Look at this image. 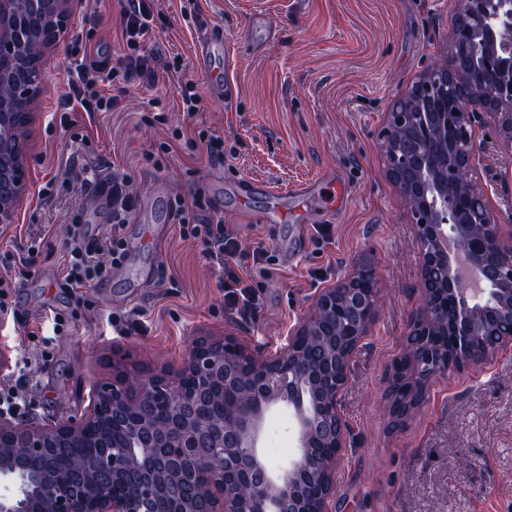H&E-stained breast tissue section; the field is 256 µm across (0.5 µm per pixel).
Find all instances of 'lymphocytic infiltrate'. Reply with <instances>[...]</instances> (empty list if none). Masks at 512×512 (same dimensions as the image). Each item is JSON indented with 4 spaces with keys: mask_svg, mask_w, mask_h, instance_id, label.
Returning <instances> with one entry per match:
<instances>
[{
    "mask_svg": "<svg viewBox=\"0 0 512 512\" xmlns=\"http://www.w3.org/2000/svg\"><path fill=\"white\" fill-rule=\"evenodd\" d=\"M119 21L123 37V53L113 59L109 72H102L96 63L79 64L70 76L69 90L62 100L63 111H71L73 104H80L87 112H111L119 109V96L100 93L98 84L103 75L113 81L130 83L136 80L155 82L158 71L176 75L184 112L194 114L202 109V97L195 81L182 76L178 57H161L147 52L155 27V0H118ZM137 195L129 180L123 176L112 178V222L100 237H86L78 225H71L65 249V259L60 270L64 287L88 288L100 281L125 255V228L136 207ZM171 208L183 226L184 235L200 241L202 254L209 264L217 266L224 274V306L247 317L261 307V296L252 281L241 277L236 268L242 258H252L262 265L268 260L269 249L264 242L244 243L238 234L227 227L222 217L216 216L209 200L195 194L192 197L175 195ZM36 364L24 362L18 378L0 379V412H14L28 406L38 389Z\"/></svg>",
    "mask_w": 512,
    "mask_h": 512,
    "instance_id": "lymphocytic-infiltrate-1",
    "label": "lymphocytic infiltrate"
}]
</instances>
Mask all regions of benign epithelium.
Segmentation results:
<instances>
[{
	"instance_id": "7a95c632",
	"label": "benign epithelium",
	"mask_w": 512,
	"mask_h": 512,
	"mask_svg": "<svg viewBox=\"0 0 512 512\" xmlns=\"http://www.w3.org/2000/svg\"><path fill=\"white\" fill-rule=\"evenodd\" d=\"M74 0H53L58 25L45 36L44 49L56 45V33L71 16ZM18 0H0V59L15 56L14 19ZM468 24L454 23L444 60L424 77L441 76L443 83L431 100L442 116H451L449 139L458 163L450 175L435 174L436 157L424 153L420 143L432 139L426 126L403 146V159L412 179L402 187L398 170L387 168L388 178L405 198L416 223L421 247V278L433 271L446 274L440 294L449 296L458 314L449 326L464 365L490 362L499 349L512 344V321L498 330L483 351L469 347L474 324L487 307L500 301L501 286L512 285V240L500 234L488 191H466L460 172L475 165L479 129L485 126L486 100L469 89L467 68L476 37L487 50L478 69L480 81L492 80L504 53L498 49L501 28L512 23V0H499L495 10L485 0H459ZM35 83L17 81L15 99L33 102ZM412 91L400 94L387 113V132L406 122ZM32 114L18 115L21 136L14 139L16 156L0 173V223L10 224L26 191L27 127ZM486 224L488 239L472 243L468 225ZM487 252L501 258L495 269L484 259ZM345 293V300L338 299ZM377 280L365 268L350 270L339 282L324 288L312 312L289 331L273 354L264 355L233 336L200 337L176 367L142 373L128 368L124 359H112V378L97 384L87 410L67 419L23 422L0 414V479L12 485L0 496V512H328L335 492L334 474L348 448L341 394L349 379L350 358L367 335L376 309ZM362 312V324L341 341L346 348L341 361L328 356L319 365L318 381L301 354L304 339L319 329L320 315L345 312L344 303ZM438 312L427 290L410 316L412 334L429 338L437 327ZM249 365L250 391L234 412L216 417L212 404L225 398L228 387L240 383V368ZM293 407L297 421L298 453L279 473L270 471L259 440L267 411L281 404ZM121 426L129 434L126 450L107 449L72 463L75 477L59 474L54 452L84 438L92 428L102 438ZM30 459L41 462L37 471L23 467Z\"/></svg>"
}]
</instances>
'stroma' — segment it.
<instances>
[{
  "label": "stroma",
  "mask_w": 512,
  "mask_h": 512,
  "mask_svg": "<svg viewBox=\"0 0 512 512\" xmlns=\"http://www.w3.org/2000/svg\"><path fill=\"white\" fill-rule=\"evenodd\" d=\"M152 51L179 56L200 78L191 49L219 31L228 48L233 103L204 94L187 116L177 82L128 86L118 112L70 113L58 103L74 64L72 43L103 62L122 46L116 0H83L49 61L29 132V191L15 222L0 231L26 275L13 291L15 319L0 325V368L38 360L39 389L21 420L83 413L94 383L112 374V354L141 371L179 364L202 336L232 335L267 354L311 310L322 288L354 267L373 269L377 308L355 351L341 412L354 445L336 469L333 512H512V345L486 364L437 377L398 431L388 429L386 377L411 332L421 299L415 226L383 161L386 116L448 50L457 0H159ZM263 26H248L250 14ZM167 115V124L158 116ZM223 138L235 159L208 163L193 141L200 127ZM182 128L172 140L173 128ZM474 175L512 233V140L483 131ZM170 141L169 151L160 144ZM129 175L144 216L125 229L126 256L71 298L57 275L68 225L112 221L109 201L89 198L91 183ZM319 179L311 199L283 198ZM204 193L245 242L262 238L273 272L262 306L244 318L224 307L221 270L198 241L183 237L174 194ZM280 209L277 224L262 213ZM329 224V241L313 228ZM140 310V326L121 333L113 317Z\"/></svg>",
  "instance_id": "obj_1"
}]
</instances>
